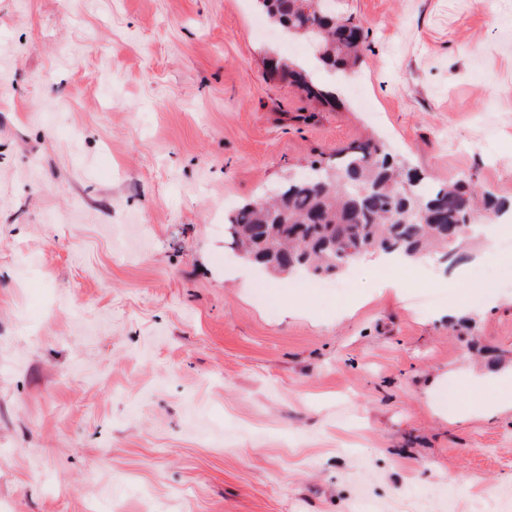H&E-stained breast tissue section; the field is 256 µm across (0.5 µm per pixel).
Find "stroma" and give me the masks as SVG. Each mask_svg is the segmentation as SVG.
Instances as JSON below:
<instances>
[{
  "instance_id": "obj_1",
  "label": "stroma",
  "mask_w": 512,
  "mask_h": 512,
  "mask_svg": "<svg viewBox=\"0 0 512 512\" xmlns=\"http://www.w3.org/2000/svg\"><path fill=\"white\" fill-rule=\"evenodd\" d=\"M371 49L341 100L253 0H0V512H512V363L458 264L274 288L224 218L351 142L512 203V0H336ZM270 69L274 74L290 80L306 99L316 100L330 106L336 105L334 90L320 82L312 72L282 60L272 61ZM489 387L506 393L493 403L486 402L483 394ZM510 404L512 408V369L511 373L505 370L495 377L471 375L461 388L453 391L448 411L453 415L489 413Z\"/></svg>"
}]
</instances>
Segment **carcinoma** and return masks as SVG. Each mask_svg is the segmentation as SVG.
<instances>
[{"mask_svg": "<svg viewBox=\"0 0 512 512\" xmlns=\"http://www.w3.org/2000/svg\"><path fill=\"white\" fill-rule=\"evenodd\" d=\"M276 25L312 42L323 69L348 71L369 50L368 29L353 17L317 13L327 0H257ZM273 73L300 94L330 106L334 90L312 72L282 61ZM333 163L318 161L314 176L281 183L267 200L246 202L227 217L224 232L244 259L275 275L302 272L334 276L366 251L408 257L458 255L463 234L473 229L479 203L475 188L459 180L426 187L390 160L383 146L366 138L339 151Z\"/></svg>", "mask_w": 512, "mask_h": 512, "instance_id": "obj_1", "label": "carcinoma"}]
</instances>
